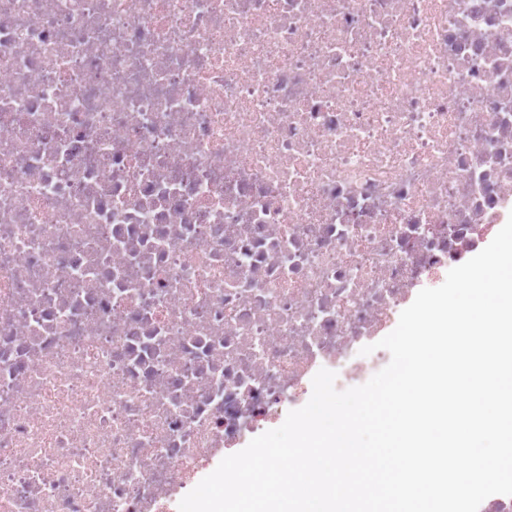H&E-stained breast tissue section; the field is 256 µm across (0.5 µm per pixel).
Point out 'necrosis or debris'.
<instances>
[{"instance_id":"4bbe7bcc","label":"necrosis or debris","mask_w":512,"mask_h":512,"mask_svg":"<svg viewBox=\"0 0 512 512\" xmlns=\"http://www.w3.org/2000/svg\"><path fill=\"white\" fill-rule=\"evenodd\" d=\"M511 215L512 0H0V512H169Z\"/></svg>"}]
</instances>
